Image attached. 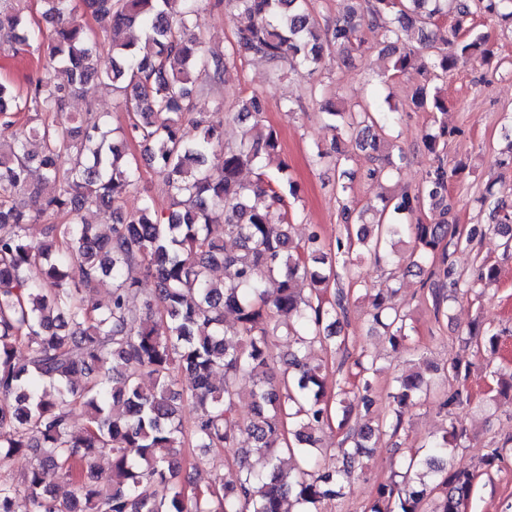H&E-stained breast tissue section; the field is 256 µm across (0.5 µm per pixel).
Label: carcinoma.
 <instances>
[{
	"label": "carcinoma",
	"instance_id": "carcinoma-1",
	"mask_svg": "<svg viewBox=\"0 0 512 512\" xmlns=\"http://www.w3.org/2000/svg\"><path fill=\"white\" fill-rule=\"evenodd\" d=\"M40 2L52 27L37 47L45 74L23 91L0 81V129L15 130L12 146L0 150V464L20 454L35 462L22 482L0 480V512H283L287 501L301 512H322L344 497L367 443L397 434L405 412L428 391L420 373L398 375L387 393L392 417L345 432L332 453L318 446L319 429L337 416L342 427L350 415L343 399L328 395L322 365L310 361L315 346L342 345L338 327L350 305L343 285H358L364 258L387 260L406 238L409 267L429 269L437 312L460 294L483 295L477 288L496 281L498 267L483 261L467 282L451 260L478 232L463 235L448 221V182L466 165L448 166L455 129L447 124L424 136L436 162L426 182L380 195L379 208L343 206L346 238H336L333 249L313 224L303 240L291 237L297 192L284 177L277 135L263 123L261 94L238 102L237 116L251 124L232 145L224 143L222 121L197 111L196 96L246 54L269 62L276 77L291 66L320 72L333 48L347 60L363 52L360 29L367 26L382 32L383 74L422 73L425 83L410 104L443 115L448 105L435 81L461 62L491 61L494 43L474 30V17L512 28V0H350L323 33L308 0H214L231 19L246 20L235 50L224 56L202 50L204 0H82L112 35V69L105 73L93 63L97 33L72 0ZM134 29L138 37L126 36ZM35 39L22 9L0 7L1 56ZM103 87L122 98L128 124L113 128L108 114L89 109L59 131L54 116L73 98L92 102ZM321 113L333 137L312 157L317 164L335 158L336 189L347 192L357 178L348 143L380 161L366 178L397 173L380 113L348 105L336 92L322 100ZM133 141L146 145L165 186L163 219L150 199L136 212L123 210L139 178ZM217 148L224 162L216 170L206 157ZM63 154L71 157L67 169L59 166ZM34 164L41 171L36 185L29 181ZM246 167L256 170L255 181L240 179ZM25 193L37 212L65 216L62 224L42 225L38 242L29 235V211L17 202ZM480 202L511 253L512 204L489 190ZM89 206L112 213L110 233L82 218ZM274 210L283 211L282 223H270ZM227 238L235 249L224 246ZM75 263L77 284L69 278ZM216 268L224 278L213 277ZM105 277L112 279L110 302L89 305L87 292ZM145 279L154 283L148 292L140 288ZM300 281L311 286L309 294L297 288ZM448 288L455 294H440ZM136 294L141 304L133 308ZM393 294L388 286L372 295L373 321L393 348L408 350V314ZM279 343L288 353L276 370ZM355 365L357 400L368 409L374 360ZM447 374L456 386L439 409L448 417L449 408L471 401L470 364L455 361ZM242 377L253 379L246 412ZM185 404L197 410L187 431L178 419ZM78 409L84 422L76 429ZM465 438L453 426L424 442L397 479L378 487L368 512H423L427 504L430 512H461L476 474L448 472L444 461L448 447L463 446ZM186 447L236 449L235 480L217 476L186 491L179 481ZM106 452L109 491L92 472ZM253 456L262 469H254Z\"/></svg>",
	"mask_w": 512,
	"mask_h": 512
}]
</instances>
